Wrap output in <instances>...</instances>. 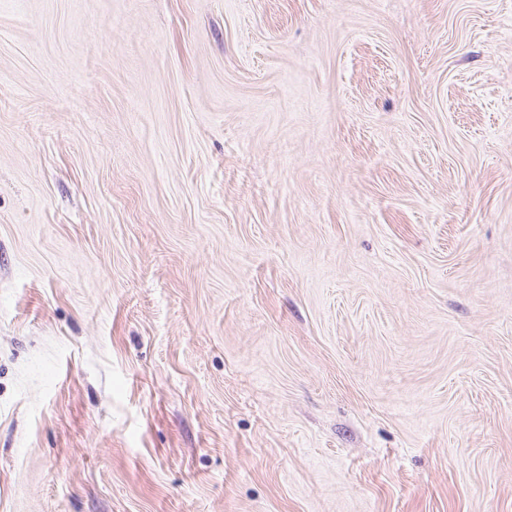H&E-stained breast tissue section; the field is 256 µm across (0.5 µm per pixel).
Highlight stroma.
Wrapping results in <instances>:
<instances>
[{
    "instance_id": "35a3bbf8",
    "label": "stroma",
    "mask_w": 512,
    "mask_h": 512,
    "mask_svg": "<svg viewBox=\"0 0 512 512\" xmlns=\"http://www.w3.org/2000/svg\"><path fill=\"white\" fill-rule=\"evenodd\" d=\"M0 512H512V0H0Z\"/></svg>"
}]
</instances>
